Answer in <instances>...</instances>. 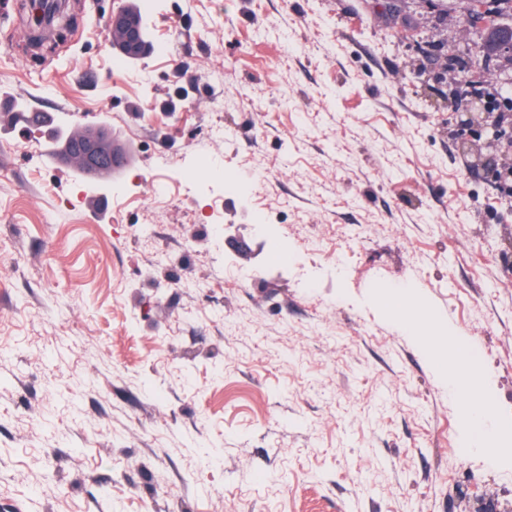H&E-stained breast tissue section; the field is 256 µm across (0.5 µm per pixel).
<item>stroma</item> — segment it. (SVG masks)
I'll use <instances>...</instances> for the list:
<instances>
[{"instance_id": "35a3bbf8", "label": "stroma", "mask_w": 512, "mask_h": 512, "mask_svg": "<svg viewBox=\"0 0 512 512\" xmlns=\"http://www.w3.org/2000/svg\"><path fill=\"white\" fill-rule=\"evenodd\" d=\"M77 2L35 53L0 0V103L106 118L127 157L92 183L0 122V512H512V196L450 93L503 106L512 60L462 41L467 0H152L135 61ZM200 154L251 183L216 238ZM427 332L471 346L510 447L472 446Z\"/></svg>"}]
</instances>
